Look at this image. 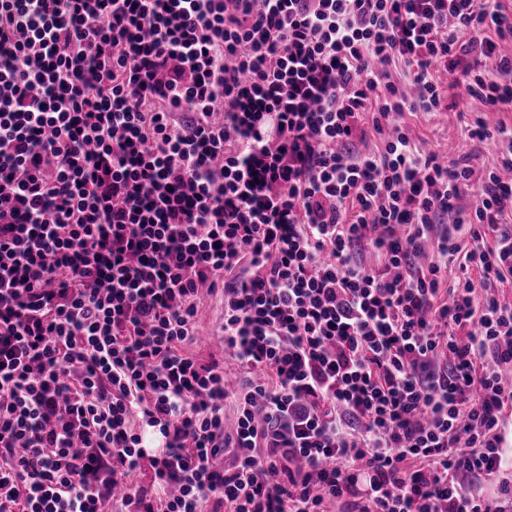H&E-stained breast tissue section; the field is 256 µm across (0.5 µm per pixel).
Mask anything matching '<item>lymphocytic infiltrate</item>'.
Returning <instances> with one entry per match:
<instances>
[{
	"label": "lymphocytic infiltrate",
	"instance_id": "lymphocytic-infiltrate-1",
	"mask_svg": "<svg viewBox=\"0 0 512 512\" xmlns=\"http://www.w3.org/2000/svg\"><path fill=\"white\" fill-rule=\"evenodd\" d=\"M509 40L502 0H0V512H512V178L396 121L442 69L512 111ZM222 309L220 303L211 302L203 307L201 315L202 336L195 350L199 355L207 357L214 353L218 347L217 334L220 331Z\"/></svg>",
	"mask_w": 512,
	"mask_h": 512
}]
</instances>
